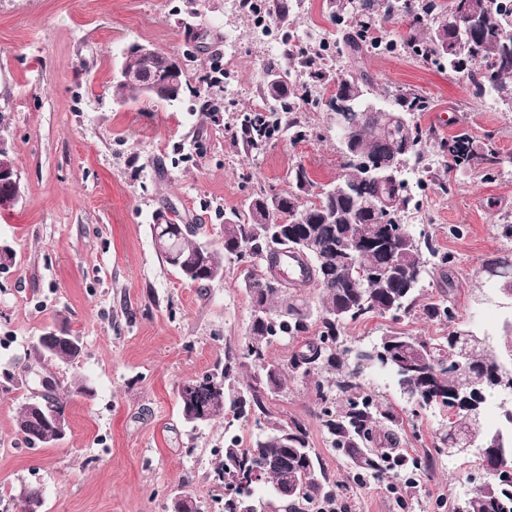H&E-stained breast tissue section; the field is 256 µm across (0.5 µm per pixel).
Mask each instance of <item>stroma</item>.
Here are the masks:
<instances>
[{"label": "stroma", "mask_w": 512, "mask_h": 512, "mask_svg": "<svg viewBox=\"0 0 512 512\" xmlns=\"http://www.w3.org/2000/svg\"><path fill=\"white\" fill-rule=\"evenodd\" d=\"M254 2L273 17L260 37L228 0H0V137L12 147L22 190L18 202L0 206V242L15 254L0 268V512H16L31 488L42 493V512H166L179 496L219 512L224 491L212 474L225 433L245 447L259 433L229 413L189 426L177 388L242 345L252 317L244 278L264 265L225 259L223 278L201 288L166 264L151 235L163 216L204 225L218 245L225 214L243 211L252 197L290 191L292 168L304 166L319 186L343 172L319 79L308 78L311 93L299 101L306 140L283 127L256 151L242 130L264 100L266 64L288 67L283 33L305 48L336 39L349 22H337L331 0H284L280 12L273 0ZM134 43L182 58L190 88L182 102L113 101L112 81ZM217 67L224 81L212 90L206 78ZM363 68L376 98L407 88L429 99V110L413 117L431 132L426 158L440 156L441 142L463 127L512 153V112L474 99L463 74L407 52L368 57ZM207 90L220 102L209 115L194 106L195 93ZM434 172L449 192L422 184L423 169L408 167V188L423 203L410 226L433 236L453 261L450 276L425 281L420 299L450 297L454 319L369 318L345 328V345L369 346L394 330L497 336L512 316V303L486 289L481 272L488 256L507 247L495 226L512 218V168L465 173L441 165ZM452 224L464 225V235L449 236ZM60 321L83 345L77 363L34 348ZM42 376L69 419L67 435L52 445L30 443L16 428L21 405L40 395ZM80 379L90 382L91 397L71 396ZM363 381L382 407L407 417L399 452L428 461L412 485L399 473H355L319 424L313 381L287 380L264 398L277 417L306 424L345 512H448L487 481L472 454L439 450L447 409L414 410L383 372Z\"/></svg>", "instance_id": "35a3bbf8"}]
</instances>
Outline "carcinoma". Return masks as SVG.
<instances>
[{
  "mask_svg": "<svg viewBox=\"0 0 512 512\" xmlns=\"http://www.w3.org/2000/svg\"><path fill=\"white\" fill-rule=\"evenodd\" d=\"M336 18L349 15L358 27L356 36L346 37L344 45L352 59L372 51L370 32L400 16L409 19V32L387 39L389 45L409 49L423 61L443 60L448 70L465 72L472 96L481 100L495 95L512 112V17L499 13L497 0H334ZM440 16L442 22L423 31L426 17ZM171 56L156 52L125 57L124 68L147 77L166 69ZM301 67L331 87L330 98H358L364 104L355 109L351 141L359 150L356 158L344 157L346 172L336 179L341 189L325 194L312 191L313 183L301 165L289 177L295 189L277 196H256L244 212L224 216V242L218 248L204 240L202 224H155L153 239L165 262L188 282L205 287L224 275V256L246 251L258 261L271 256L270 246L289 248L276 240L277 227L297 219L296 227L320 247L315 263L307 265V282L320 289V303L314 308L290 291L288 284L274 282L264 273L250 274L245 288L252 309L269 314L266 321L253 320L242 348L228 352L220 370L191 379L195 391L186 397L178 391L184 420L194 422L191 413L200 407L213 419L230 411L238 420L258 413L256 422L264 423L263 432L252 445L242 448L233 434L224 436V459L214 469L213 479L224 487L222 512H263L273 502L255 503L253 496L242 497L232 490L234 483L252 471H264L269 490L288 483L296 486L290 495L312 503L330 496L329 479L318 455L309 442V432L299 420L283 422L264 404V394L280 389L284 376L315 380L320 400L318 419L329 436L332 448L346 456L354 467L381 477L389 471H421L422 461L410 459L394 448L380 447L379 427L389 434L402 428L403 419L384 410L359 382L367 369L387 372L401 392L413 398L420 408L441 405L451 413L450 430L441 444L457 436H467L478 447L477 457L490 479L469 492L448 512H512V483L504 484L494 471L501 465L512 467V412H502V427L484 428L481 416L488 398L498 388L490 383V374L512 376V323L507 340L494 346L488 338L468 358L457 356L462 332L453 330L440 338L410 336L390 332L370 348H340L346 325L370 316L390 317L394 321L419 312L429 321H449L455 313L447 301L419 302L422 281L434 275L449 261L438 256L426 233L414 235L401 219L413 203L402 170L389 173L382 181L366 176L362 162L403 156L422 159V146L431 132L412 121L405 126L387 122L385 113L425 112L429 101L413 90H398L388 105L371 97L372 77L352 66L335 73L323 71L316 57L308 55ZM265 97L274 102L273 112L283 118L271 122L260 113L248 118L259 128L255 137L246 139L254 150L263 149L273 133L284 124L294 138L307 136L293 112L297 111L298 89L287 82L273 64L266 67ZM448 154V165L472 172L512 167V153L503 154L490 142H480L465 128L441 143ZM429 257H423V252ZM368 270L386 269L389 276L375 279L359 289L349 267ZM481 270L495 287L512 289V253L494 254L482 263ZM319 323L318 336L307 339L288 358V363L270 359L268 348L284 336L296 338L308 332L311 319ZM37 351L66 363L76 362L83 353L78 337L61 322L36 341ZM258 368L254 382L239 385L241 360ZM335 375L333 386L341 402L330 401L323 383L315 375ZM477 393L478 413L464 408L466 397ZM66 404L53 392L40 396L39 407L20 408L18 432L30 442L54 444L62 435L50 421L52 414H64Z\"/></svg>",
  "mask_w": 512,
  "mask_h": 512,
  "instance_id": "1",
  "label": "carcinoma"
}]
</instances>
